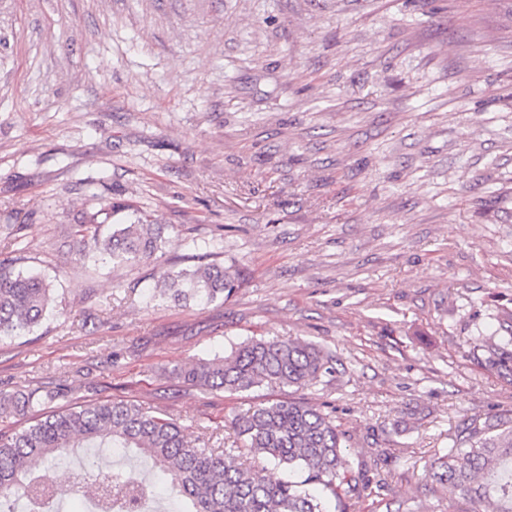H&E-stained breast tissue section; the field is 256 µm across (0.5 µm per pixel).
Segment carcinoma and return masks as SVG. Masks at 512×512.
Here are the masks:
<instances>
[{
  "instance_id": "1",
  "label": "carcinoma",
  "mask_w": 512,
  "mask_h": 512,
  "mask_svg": "<svg viewBox=\"0 0 512 512\" xmlns=\"http://www.w3.org/2000/svg\"><path fill=\"white\" fill-rule=\"evenodd\" d=\"M127 209L105 203L78 224L82 238L94 244L102 260L134 263L152 257L166 243L164 227L142 217L115 225L101 236L100 227ZM246 280L242 267L217 262L195 270H168L159 275V296L178 302L212 301L231 295ZM55 308L54 288L33 271L0 266V343L31 332ZM503 334L470 338L481 362L512 379V315L500 323ZM333 372V359L320 346L298 339L250 338L224 355L176 365L170 374L205 390L240 393L255 387L305 389ZM33 392L3 397V405L25 409ZM237 447L218 450L205 439L190 440L165 413L124 400L72 404L31 421L12 433H0V512L18 505L54 512L53 482L45 468L84 448L93 458L114 448L135 452L163 475L181 512H350V500L371 485L354 470L343 449L347 434L336 418L303 399L259 403L232 419ZM452 446L425 466L431 485L451 496L484 506L489 512H512V410L481 425H467L451 436ZM301 470V482L263 475L262 463ZM320 485L316 496L307 486ZM100 512H150L152 484L132 481L120 471L102 473L92 491ZM335 500V510L328 507Z\"/></svg>"
}]
</instances>
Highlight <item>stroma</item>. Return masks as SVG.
<instances>
[{"mask_svg": "<svg viewBox=\"0 0 512 512\" xmlns=\"http://www.w3.org/2000/svg\"><path fill=\"white\" fill-rule=\"evenodd\" d=\"M111 200L165 229L134 264L80 260ZM229 298L154 297L202 255ZM0 262L58 309L0 344V394L126 399L188 437L254 405H324L346 453L385 450L353 512H469L424 466L512 410L471 336L512 313V21L503 0H0ZM324 347L311 389L229 394L168 368L250 337Z\"/></svg>", "mask_w": 512, "mask_h": 512, "instance_id": "obj_1", "label": "stroma"}]
</instances>
